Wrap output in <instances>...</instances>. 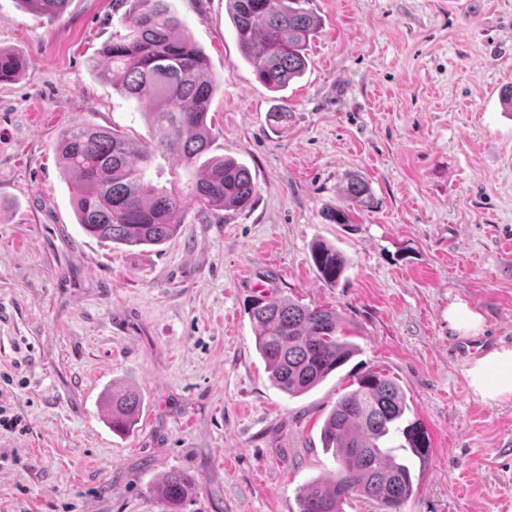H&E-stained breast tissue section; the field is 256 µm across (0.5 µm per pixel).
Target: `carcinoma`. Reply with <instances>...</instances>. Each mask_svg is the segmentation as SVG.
Segmentation results:
<instances>
[{"mask_svg": "<svg viewBox=\"0 0 512 512\" xmlns=\"http://www.w3.org/2000/svg\"><path fill=\"white\" fill-rule=\"evenodd\" d=\"M39 17L54 18L69 0H21ZM229 14L242 57L255 78L280 92L308 66L307 46L319 19L303 0H228ZM125 33L108 42L105 65L92 64L96 76L125 97L147 101L150 140L115 127L76 124L65 128L55 145L62 172L74 187L72 206L83 231L129 251L163 245L177 234L189 211L206 214L245 209L256 186L249 169L231 157H208V110L216 83L206 56L171 10L168 0H128ZM28 58L0 49V83L14 79ZM176 156L185 177L161 178L158 158ZM198 172H193V169ZM345 191L367 201L368 184L356 175ZM313 264L330 284L348 266L336 247L320 244ZM248 315L256 349L273 384L287 395L303 394L348 363L359 351L344 334L336 312L311 308L276 295L252 299ZM112 430L128 432L143 407L129 384L112 387L103 397ZM409 405L398 385L381 372L355 379L328 414L322 448L332 453L337 470L327 479L306 484L299 512H343L352 494L376 501L382 512H398L414 492L407 458L424 464L431 443L421 422L407 418ZM195 490L184 473L170 471L160 484L163 500L175 506Z\"/></svg>", "mask_w": 512, "mask_h": 512, "instance_id": "obj_1", "label": "carcinoma"}]
</instances>
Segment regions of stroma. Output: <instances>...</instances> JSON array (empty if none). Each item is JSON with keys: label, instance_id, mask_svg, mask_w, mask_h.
I'll return each mask as SVG.
<instances>
[{"label": "stroma", "instance_id": "1", "mask_svg": "<svg viewBox=\"0 0 512 512\" xmlns=\"http://www.w3.org/2000/svg\"><path fill=\"white\" fill-rule=\"evenodd\" d=\"M169 4L218 83L209 153L256 191L133 254L81 230L54 150L75 124L149 136L148 104L89 68L125 0H69L52 20L0 0V49L29 60L0 83V512H298L336 469L323 423L368 370L431 440L400 512H512V398L467 377L512 348V0H307L320 26L279 123L227 0ZM350 173L372 206L344 193ZM319 242L348 259L336 284L312 263ZM272 292L336 311L359 348L298 396L270 381L244 310ZM459 300L476 335L448 323ZM122 382L144 397L126 434L101 407ZM172 470L195 480L174 511L156 492ZM482 321V315L466 302L458 301L448 308V322L459 332L465 334L476 332L480 329Z\"/></svg>", "mask_w": 512, "mask_h": 512}]
</instances>
